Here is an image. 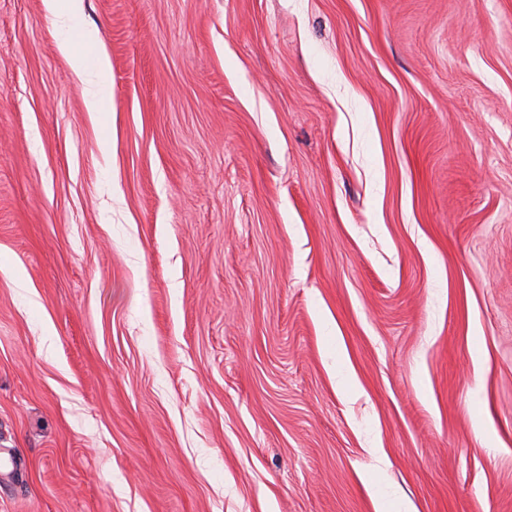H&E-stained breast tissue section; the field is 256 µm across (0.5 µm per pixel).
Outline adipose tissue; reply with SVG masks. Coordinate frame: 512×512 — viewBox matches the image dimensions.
Here are the masks:
<instances>
[{
	"mask_svg": "<svg viewBox=\"0 0 512 512\" xmlns=\"http://www.w3.org/2000/svg\"><path fill=\"white\" fill-rule=\"evenodd\" d=\"M44 5L58 25L68 31L60 49L84 81V99L88 111H99L102 105L103 88L110 77L109 61L102 55L93 60L88 59L84 47L87 41L91 40L92 34L90 31H80L76 28L74 14L78 7V0H44Z\"/></svg>",
	"mask_w": 512,
	"mask_h": 512,
	"instance_id": "ef3b65f1",
	"label": "adipose tissue"
}]
</instances>
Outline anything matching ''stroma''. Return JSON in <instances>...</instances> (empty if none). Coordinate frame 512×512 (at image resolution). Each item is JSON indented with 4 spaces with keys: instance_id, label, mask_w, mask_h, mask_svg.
Listing matches in <instances>:
<instances>
[{
    "instance_id": "stroma-1",
    "label": "stroma",
    "mask_w": 512,
    "mask_h": 512,
    "mask_svg": "<svg viewBox=\"0 0 512 512\" xmlns=\"http://www.w3.org/2000/svg\"><path fill=\"white\" fill-rule=\"evenodd\" d=\"M77 23L97 112L0 0V512H512V0Z\"/></svg>"
}]
</instances>
